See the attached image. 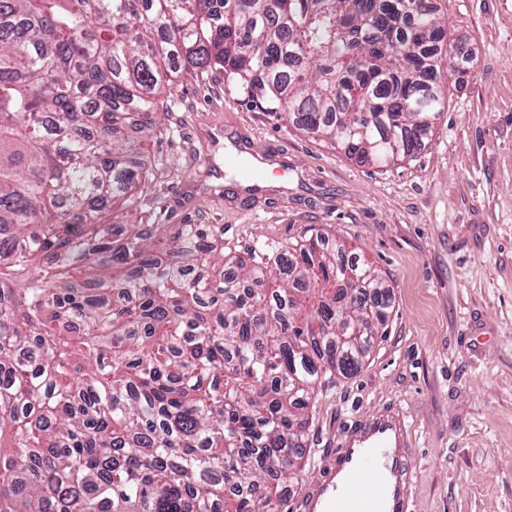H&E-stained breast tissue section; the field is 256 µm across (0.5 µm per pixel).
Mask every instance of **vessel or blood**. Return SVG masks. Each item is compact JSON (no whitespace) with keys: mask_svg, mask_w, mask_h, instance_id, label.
Listing matches in <instances>:
<instances>
[{"mask_svg":"<svg viewBox=\"0 0 512 512\" xmlns=\"http://www.w3.org/2000/svg\"><path fill=\"white\" fill-rule=\"evenodd\" d=\"M408 430L383 412L347 436L309 487L302 512H407L410 503ZM364 496H356V489Z\"/></svg>","mask_w":512,"mask_h":512,"instance_id":"obj_1","label":"vessel or blood"}]
</instances>
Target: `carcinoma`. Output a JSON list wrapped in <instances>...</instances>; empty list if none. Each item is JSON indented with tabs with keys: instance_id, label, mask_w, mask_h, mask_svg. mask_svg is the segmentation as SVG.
<instances>
[{
	"instance_id": "obj_1",
	"label": "carcinoma",
	"mask_w": 512,
	"mask_h": 512,
	"mask_svg": "<svg viewBox=\"0 0 512 512\" xmlns=\"http://www.w3.org/2000/svg\"><path fill=\"white\" fill-rule=\"evenodd\" d=\"M442 39L428 0H0V512H283L297 411L359 371L392 290L322 235L270 263L110 205H137L181 69L409 158L448 107Z\"/></svg>"
}]
</instances>
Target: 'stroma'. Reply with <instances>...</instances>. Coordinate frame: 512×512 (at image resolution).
Instances as JSON below:
<instances>
[{
	"label": "stroma",
	"instance_id": "1",
	"mask_svg": "<svg viewBox=\"0 0 512 512\" xmlns=\"http://www.w3.org/2000/svg\"><path fill=\"white\" fill-rule=\"evenodd\" d=\"M470 60L442 75L448 107L413 157L376 167L285 124L222 71L157 97L141 224H215L224 248L274 254L322 234L393 292L362 369L320 388L285 512L342 438L377 412L406 422L411 512H512V0H429ZM220 128L224 141L208 130ZM288 169L257 191L213 184L224 147Z\"/></svg>",
	"mask_w": 512,
	"mask_h": 512
}]
</instances>
